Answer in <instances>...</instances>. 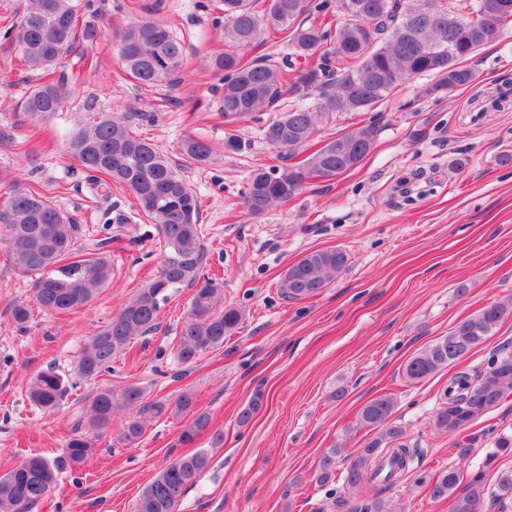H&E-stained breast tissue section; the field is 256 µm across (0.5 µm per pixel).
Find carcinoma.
I'll return each instance as SVG.
<instances>
[{
    "label": "carcinoma",
    "mask_w": 512,
    "mask_h": 512,
    "mask_svg": "<svg viewBox=\"0 0 512 512\" xmlns=\"http://www.w3.org/2000/svg\"><path fill=\"white\" fill-rule=\"evenodd\" d=\"M220 2L224 53L204 62L223 74L218 109L226 122H242L259 112L276 113L283 96H290L293 108L262 129L266 142L284 154L309 143L338 113L367 110L415 76L439 77L432 92L475 85L477 75L464 62L481 47L499 41L504 28L512 25V15L497 11L499 0ZM91 7L90 0H24L17 19L4 25L3 37L22 59L50 76L34 84L21 101V111L30 120H50L74 97L76 80L57 66L80 53L79 46H88L103 34L95 23L85 20ZM262 26L283 34L294 54L316 55L317 61L292 75L268 58L247 59L246 50ZM118 37L129 79L145 88L176 80L184 64L183 46L164 21H134ZM86 112L67 144L68 153L88 173L92 189L127 191L134 197L143 218L157 228L164 259L157 275L89 337L77 363L78 374L94 380L110 372L112 362L125 354L132 339L155 328L161 305L181 288L194 292L175 354L181 363L191 365L223 346L243 320L241 309L224 303L221 285L203 274L199 201L169 156L132 130L137 113L97 112L89 103ZM375 137L374 126L361 125L328 139L297 165L255 169L243 202L247 214L258 217L288 201L311 179L332 181L354 170L373 149ZM178 153L191 165L205 166L213 160L214 148L209 141L189 135ZM0 222L7 227L4 243L9 261L17 273L34 277L33 297L42 310L63 314L80 309L112 279L109 242L101 240L87 249L77 245L79 225L38 188L14 181L0 210ZM348 261V255L337 249L310 252L285 270L280 293L287 299L316 295ZM511 315L512 300L479 309L448 335L416 352L404 365L403 378L417 385L459 364ZM10 318L17 329H26L29 304H13ZM66 391L64 378L52 368L26 383L28 400L48 413L58 408ZM511 396L512 352L504 348L478 376L457 371L449 378L440 394L435 427L457 433ZM194 400L191 392L184 391L173 403L149 401L137 385L98 389L62 453L25 457L0 476V512H28L49 498L63 474L96 454L99 436L111 428L117 413L136 410L119 432V439L132 445L143 436L150 418L193 413ZM394 408L390 394L366 402L357 419L372 437L349 455H343L341 448H330L321 457L317 483L336 482L341 459L346 463V488L371 491L356 503L339 492L327 506L328 512H389L385 493L414 473L418 449L409 447L402 427L393 421ZM210 424L208 415L194 413L181 432V442L194 443ZM209 464L205 451L170 461L144 488L135 512H173ZM460 482L459 470L440 471L431 482V497L448 502V512H489L492 498L512 499L511 468L498 472L493 494L480 469L470 474L462 491Z\"/></svg>",
    "instance_id": "cac0c4a2"
}]
</instances>
